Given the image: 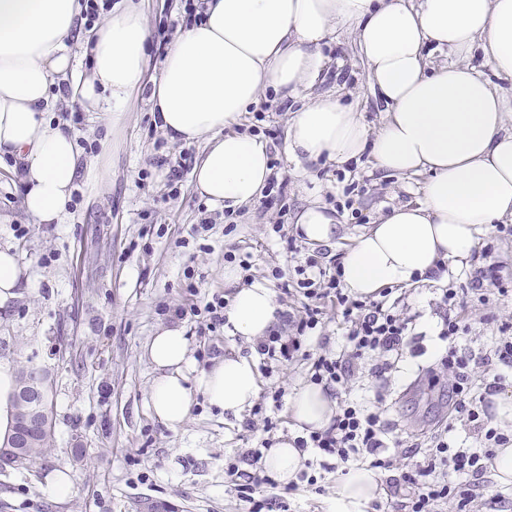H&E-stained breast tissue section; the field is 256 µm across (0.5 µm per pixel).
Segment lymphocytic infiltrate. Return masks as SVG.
Returning <instances> with one entry per match:
<instances>
[{
  "label": "lymphocytic infiltrate",
  "instance_id": "f902f5d3",
  "mask_svg": "<svg viewBox=\"0 0 512 512\" xmlns=\"http://www.w3.org/2000/svg\"><path fill=\"white\" fill-rule=\"evenodd\" d=\"M287 249L301 255L302 260L292 277H285L279 269L274 276L279 279L283 294L299 293L304 302L298 309L282 314L281 327L259 339L256 350L280 367L305 361L310 381L321 385L337 402L329 426L297 438L296 447L314 450L326 470L353 463L398 470L399 477L388 486L387 495L400 499L403 512H443L447 506L453 512H474L478 499L476 478L490 470L495 449L512 445V432L490 427L485 419L486 400L502 390L505 375H493L482 379L480 387H472L471 360L457 348L459 338L468 330L461 312L469 297L482 299L493 290L501 295L512 291L498 275L492 247L486 245L478 251V264L466 284L445 290L442 301L446 310L439 337L448 346L437 366L428 370L431 382L447 380L451 419L468 422L482 449L470 454L453 450L448 433L443 430L435 434L432 447L422 456L404 447L401 439L387 440L389 425L382 410H365L349 399L350 386L360 374L387 383L413 336L412 317L390 303V289H383L376 300H361L346 293L341 286L340 263L326 259L319 251L302 254L295 237H288ZM331 306L345 325V351L336 353L324 346L316 352L305 350V340L324 324ZM275 428L271 417L254 410L243 429L248 433L263 431L265 437L260 447L245 449L227 467L228 474L241 481V497L253 503L256 512H285L287 508L283 495L267 496L272 482L261 468L265 450L274 444ZM466 474L471 476V483H461V476Z\"/></svg>",
  "mask_w": 512,
  "mask_h": 512
}]
</instances>
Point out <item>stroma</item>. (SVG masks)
I'll use <instances>...</instances> for the list:
<instances>
[{
    "instance_id": "1",
    "label": "stroma",
    "mask_w": 512,
    "mask_h": 512,
    "mask_svg": "<svg viewBox=\"0 0 512 512\" xmlns=\"http://www.w3.org/2000/svg\"><path fill=\"white\" fill-rule=\"evenodd\" d=\"M144 8L156 61L188 20L186 0H144ZM324 52L341 63L343 103L356 105L368 127L377 129L383 114L370 93L368 69L351 43H333ZM258 111L264 121L246 113L242 129L262 124L263 140L288 179L289 215L312 197L328 204L346 185L355 186L352 208L340 214L342 227L331 254L343 256L352 238L389 206L420 198L423 177L386 175L366 155L348 166L296 164L284 142L286 104L270 89ZM73 132L82 144L111 135L112 147L103 187L91 188L86 175H78L68 223H33L10 165L0 166V247L13 248L25 263L17 299L0 309V336L10 345L0 351V361L16 367L32 357L53 368L55 442L48 469H68L72 487L59 496L46 478L9 472L0 476V512H152L155 501L163 502L166 512H249L224 467L238 452L259 447L261 434L245 435L242 420L224 417L200 396L182 426L160 424L147 409L153 369L143 350L158 325L178 320L194 360L190 381L226 351L251 355V345L239 338L175 318L174 311L224 293L228 251L249 255L246 278L268 280L277 268L293 273L297 260L282 236L297 229L289 223L283 233H274L282 205L265 200L226 223L223 212L210 210L195 193L187 174L177 194H168L169 163L194 160L198 149L166 141L152 123L146 98H138L118 131L107 132L100 113L86 112ZM472 269L468 261L450 264L440 278L409 285L405 305L415 317L409 351L385 388L365 377L353 384L352 398L366 406L384 393L385 419L394 429L418 431L425 446L444 427L448 411L439 388L419 374L445 347L438 337L443 289L459 287ZM488 314L512 318V294L469 301V330L458 347L477 360L499 337L496 325L484 320ZM78 445L84 457L76 462L70 450ZM307 473L317 483L298 481L287 498L288 512H329L339 471L314 465Z\"/></svg>"
}]
</instances>
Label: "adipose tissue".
<instances>
[{
  "mask_svg": "<svg viewBox=\"0 0 512 512\" xmlns=\"http://www.w3.org/2000/svg\"><path fill=\"white\" fill-rule=\"evenodd\" d=\"M81 0H0V159L13 162L25 213L36 224H64L76 189V138L49 115L58 76L73 97L123 125L148 92L153 121L175 143H203L192 183L214 210L255 203L269 178L270 155L257 136L235 132L267 89L300 100L287 121L288 156L344 165L369 154L376 168L425 175L422 197L390 210L354 236L342 257V283L359 297L426 278L441 263L466 260L491 225L512 221V105L469 60L472 50L512 78V0H205L202 16L167 45L159 72L150 70V30L143 0H113L88 31L91 72H75L73 39ZM352 36L369 69L371 91L385 105L377 131L336 91L318 92L331 61L324 46ZM454 54L430 61L426 48ZM310 243L330 244L336 212L312 201L295 219ZM234 286L231 335L249 344L276 321L266 280ZM152 379L148 409L166 427L181 426L196 396L240 417L259 394L253 358L232 352L190 383L193 359L182 326L157 327L144 345ZM297 430L327 427L336 401L306 383L289 401ZM307 455L283 440L264 459L281 482L296 478ZM380 476L355 468L337 482L332 512H365Z\"/></svg>",
  "mask_w": 512,
  "mask_h": 512,
  "instance_id": "adipose-tissue-1",
  "label": "adipose tissue"
}]
</instances>
